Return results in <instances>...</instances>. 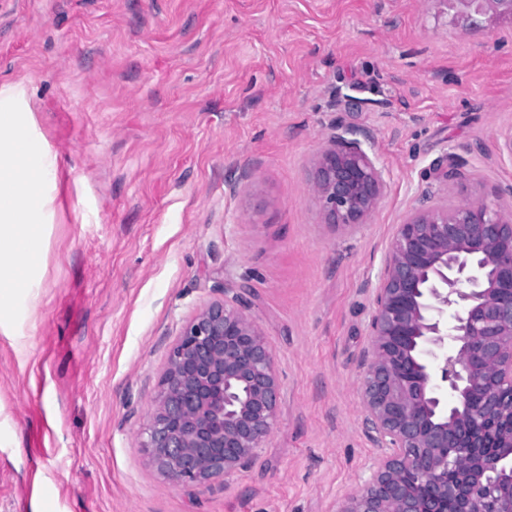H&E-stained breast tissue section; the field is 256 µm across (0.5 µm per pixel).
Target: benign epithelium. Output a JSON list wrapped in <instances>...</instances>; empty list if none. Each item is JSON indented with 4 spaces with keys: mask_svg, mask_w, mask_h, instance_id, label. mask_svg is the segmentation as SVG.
<instances>
[{
    "mask_svg": "<svg viewBox=\"0 0 512 512\" xmlns=\"http://www.w3.org/2000/svg\"><path fill=\"white\" fill-rule=\"evenodd\" d=\"M470 21L512 0H455ZM366 129L334 131L311 190L328 224L370 218L381 169ZM247 300L213 302L169 354L144 448L175 485L244 469L273 431L279 380ZM362 384L383 461L336 512H512V219L498 200L414 206L384 260ZM492 435L496 451L487 450Z\"/></svg>",
    "mask_w": 512,
    "mask_h": 512,
    "instance_id": "benign-epithelium-1",
    "label": "benign epithelium"
}]
</instances>
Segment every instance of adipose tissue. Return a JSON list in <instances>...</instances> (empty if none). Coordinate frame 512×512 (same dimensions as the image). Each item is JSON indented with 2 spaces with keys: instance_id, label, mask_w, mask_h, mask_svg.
Listing matches in <instances>:
<instances>
[{
  "instance_id": "ef3b65f1",
  "label": "adipose tissue",
  "mask_w": 512,
  "mask_h": 512,
  "mask_svg": "<svg viewBox=\"0 0 512 512\" xmlns=\"http://www.w3.org/2000/svg\"><path fill=\"white\" fill-rule=\"evenodd\" d=\"M18 83L0 86V312L16 301L14 280L43 249L41 226L52 205L46 187L55 180V160L26 131L11 101Z\"/></svg>"
}]
</instances>
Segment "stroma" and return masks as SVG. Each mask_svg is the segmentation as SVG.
Wrapping results in <instances>:
<instances>
[{"label":"stroma","instance_id":"stroma-1","mask_svg":"<svg viewBox=\"0 0 512 512\" xmlns=\"http://www.w3.org/2000/svg\"><path fill=\"white\" fill-rule=\"evenodd\" d=\"M17 82L56 181L0 318V512H333L382 460L360 392L398 224L512 185V22L459 26L451 0H0ZM337 125L372 131L385 180L351 228L308 188ZM228 291L272 351L277 423L247 468L176 486L139 438L182 328Z\"/></svg>","mask_w":512,"mask_h":512}]
</instances>
